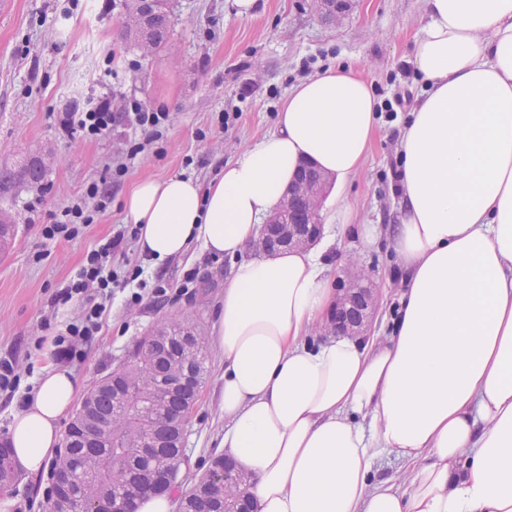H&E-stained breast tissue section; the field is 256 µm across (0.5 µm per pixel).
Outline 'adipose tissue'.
<instances>
[{
	"label": "adipose tissue",
	"mask_w": 512,
	"mask_h": 512,
	"mask_svg": "<svg viewBox=\"0 0 512 512\" xmlns=\"http://www.w3.org/2000/svg\"><path fill=\"white\" fill-rule=\"evenodd\" d=\"M412 59L426 90L400 132L405 270L384 338L311 336L336 292L322 251L246 257L302 164L337 189L360 172L379 103L353 68L289 91L275 130L208 187L167 176L125 199L156 265L192 246L234 260L211 341L223 358L217 446L246 472L257 512H512V0H424ZM44 367L10 427L32 476L57 457L77 400ZM404 483H374V455ZM374 471L375 481L382 479L396 481L402 477L404 465L394 453L381 452L376 456Z\"/></svg>",
	"instance_id": "ef3b65f1"
}]
</instances>
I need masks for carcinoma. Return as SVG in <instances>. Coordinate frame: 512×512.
<instances>
[{
	"instance_id": "1",
	"label": "carcinoma",
	"mask_w": 512,
	"mask_h": 512,
	"mask_svg": "<svg viewBox=\"0 0 512 512\" xmlns=\"http://www.w3.org/2000/svg\"><path fill=\"white\" fill-rule=\"evenodd\" d=\"M138 9L149 14L148 24L137 31L123 25L120 36L136 46L146 42L155 53L166 41L170 29L168 0H126L125 14ZM44 172L45 165L40 158L28 161L18 171L1 166L0 189L9 188L19 179L37 184ZM208 350L209 340L199 320H166L136 343L134 362L104 375L85 396V406L76 410L70 451L60 455L52 467L59 476L77 474L78 512H99L103 500L114 494L133 508L143 494L155 490L157 482L146 476V465L134 448L138 442L148 441L153 443L156 455L173 462L179 459L182 420L197 402L198 384L207 380ZM177 372L191 374L197 383L168 393L155 408L163 425L149 435L142 432L140 419L147 415L152 389ZM115 384L125 390L136 389L140 396L131 399L124 393L115 394ZM98 423L112 424L109 440L84 444L80 434ZM17 480L11 451L0 446V491L7 490ZM238 494V488L229 486L222 496L209 495L197 481L182 497L183 512H226L224 500L232 501Z\"/></svg>"
}]
</instances>
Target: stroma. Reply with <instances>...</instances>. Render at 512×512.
<instances>
[{
  "mask_svg": "<svg viewBox=\"0 0 512 512\" xmlns=\"http://www.w3.org/2000/svg\"><path fill=\"white\" fill-rule=\"evenodd\" d=\"M171 7L169 37L152 58L118 34L124 0H12L9 11L0 13V164L18 167L37 152L55 157L40 184L20 181L0 192V209L11 210L18 224L12 250L0 260V357L16 361L23 383H34L54 359L46 318L54 314L64 322L81 313L77 303L53 311V294L74 276L88 250L126 223L123 200L139 180L183 175L208 185L225 163L274 131L294 85L330 66L359 70L381 102L423 90L411 64L427 23L423 0H355L348 16L332 24L321 21L314 0H256L248 16L237 14L233 0H171ZM101 97L116 112L132 99L169 112L165 152L148 148L131 161L107 210L78 236L46 239L43 228L52 215L89 182L108 177L121 154L120 133L91 140L61 128V113ZM227 112L236 113V120L224 122ZM407 117L402 109L395 120H379L363 168L345 192L343 205L353 223L397 222L396 147ZM322 237L333 280L354 264L372 272L382 295L372 333L385 336L403 288L389 242L382 237L364 245L361 236L340 232L335 222L324 224ZM126 257L144 265L147 281L168 282V297L158 302L148 296L132 307L125 291L114 292L100 332L70 366L86 392L125 364L135 341L158 321L193 317L212 328L233 266L198 247L157 267L147 265L134 242ZM191 271L195 282L184 284ZM209 357L210 377L186 422V486L209 469L224 428L217 405L222 359L214 350ZM51 485L49 476L21 474L4 494L12 503L9 512H48Z\"/></svg>",
  "mask_w": 512,
  "mask_h": 512,
  "instance_id": "35a3bbf8",
  "label": "stroma"
}]
</instances>
